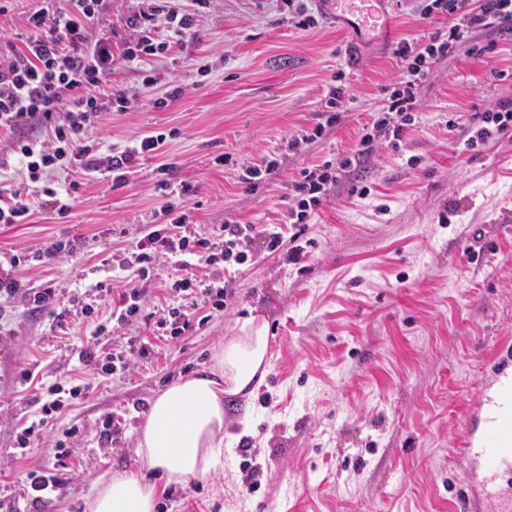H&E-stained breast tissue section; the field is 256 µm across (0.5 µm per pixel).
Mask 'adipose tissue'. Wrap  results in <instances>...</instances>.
Here are the masks:
<instances>
[{"instance_id": "adipose-tissue-1", "label": "adipose tissue", "mask_w": 512, "mask_h": 512, "mask_svg": "<svg viewBox=\"0 0 512 512\" xmlns=\"http://www.w3.org/2000/svg\"><path fill=\"white\" fill-rule=\"evenodd\" d=\"M265 327L220 343L201 374L173 383L152 401L138 431L136 452L156 481L115 472L97 482L87 512H156L169 487L206 477L224 455V398L254 394L267 373Z\"/></svg>"}]
</instances>
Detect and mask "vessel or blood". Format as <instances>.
<instances>
[{"instance_id": "vessel-or-blood-1", "label": "vessel or blood", "mask_w": 512, "mask_h": 512, "mask_svg": "<svg viewBox=\"0 0 512 512\" xmlns=\"http://www.w3.org/2000/svg\"><path fill=\"white\" fill-rule=\"evenodd\" d=\"M386 0H315L325 20L349 36L363 28L387 34L393 19ZM494 376L475 399L472 424L460 435L458 454L468 462L456 512H512V350L491 360Z\"/></svg>"}]
</instances>
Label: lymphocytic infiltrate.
Listing matches in <instances>:
<instances>
[{"label":"lymphocytic infiltrate","instance_id":"f902f5d3","mask_svg":"<svg viewBox=\"0 0 512 512\" xmlns=\"http://www.w3.org/2000/svg\"><path fill=\"white\" fill-rule=\"evenodd\" d=\"M112 0H44L43 7L26 14L31 31L23 48L0 52V126L29 127L32 137L11 139L9 150L25 166L31 181L43 172L79 163L82 169L126 171L146 156L156 155L164 139L160 136L139 138L124 149L110 148L108 155H95L85 136L90 126L108 112L127 111L131 101L121 91L108 88L112 73V37L103 29L104 16ZM210 0H148L146 6L130 14V30L121 55L125 63L144 67L163 58L175 41L193 28L202 9ZM437 12L459 17V24L449 27L447 35L433 33L423 47L399 42L398 56L406 67L396 82L386 106V115L362 136L358 152L368 154L383 138L400 139L417 106L418 83L440 57L464 47L479 30L503 28L512 20V0H432ZM336 182L332 162L305 171L293 183L290 215L303 224L327 196ZM53 198L60 213H68L69 198L59 197L56 189L37 188L28 193L13 190L7 203L0 204V223L18 224L42 204L43 197ZM190 222L188 211L166 206L160 223L151 225L131 254L138 267L139 279L120 294L111 315L117 324L134 321L151 284L149 267L160 257L196 256L206 265L248 259L247 246L260 242L263 251L275 253L283 244L281 233L257 230L255 225L228 222L221 227V237L193 239L184 229ZM185 302L157 323L163 335L178 337L190 328V318L199 296L211 299L220 308L228 295L227 286L202 283L184 277L174 283ZM25 300L31 310L46 311L59 301L55 288H31L10 270L0 268V302Z\"/></svg>","mask_w":512,"mask_h":512}]
</instances>
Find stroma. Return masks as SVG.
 Segmentation results:
<instances>
[{
	"mask_svg": "<svg viewBox=\"0 0 512 512\" xmlns=\"http://www.w3.org/2000/svg\"><path fill=\"white\" fill-rule=\"evenodd\" d=\"M431 0H393L392 39L357 44L325 20L296 27L313 0H213L197 26L152 66L157 80L122 59L111 84L128 111L102 116L87 133L101 150L145 135L166 141L139 161L125 186L74 166L41 176L70 188L60 215L44 204L25 223H0V257L18 256L16 276L58 288L70 316L0 306L9 336L0 338V497L26 474L50 470L64 480L39 512H85V496L107 471L148 474L137 430L153 399L210 366L219 343L247 322L265 325L269 372L251 397L224 398V463L204 479L168 490L157 512H454L464 470L453 443L501 343L512 346V131L466 147L478 115L512 101V32L487 29L432 64L401 140L356 150L383 117L387 89L404 70L399 41L447 32L451 17L425 15ZM341 82H334V75ZM344 114L321 138L287 154L289 138L313 129L333 84ZM184 94L154 108L170 86ZM226 164H218L220 156ZM337 182L307 224L288 222L289 194L303 171L338 164ZM278 159L255 187L242 167ZM189 195H180L181 185ZM189 209L198 237L238 220L283 233L281 252L253 249L227 263L224 309L199 304L182 336L158 335V320L180 299L182 271L161 259L139 317L117 325L112 298L135 279L120 270L148 224L167 205ZM66 250L35 260L50 243ZM301 248L298 263L286 253ZM100 305L81 313L96 283ZM119 352L146 346L126 375L79 363L81 346ZM45 381L83 385L81 399L43 416L24 371ZM119 423L117 447L101 441L106 420ZM29 448L18 446L27 427ZM70 453L56 454V441Z\"/></svg>",
	"mask_w": 512,
	"mask_h": 512,
	"instance_id": "35a3bbf8",
	"label": "stroma"
}]
</instances>
